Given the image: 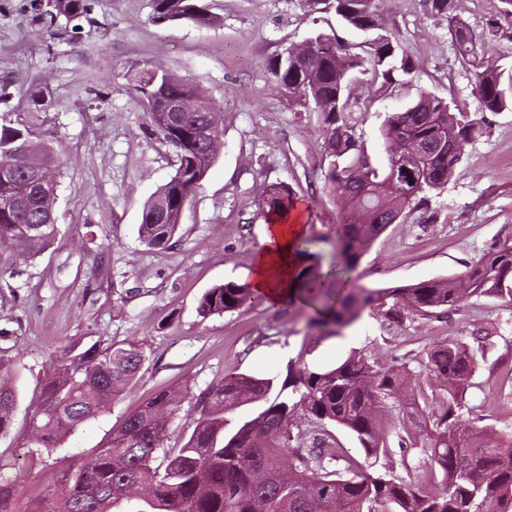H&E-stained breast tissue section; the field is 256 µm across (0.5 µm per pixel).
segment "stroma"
Listing matches in <instances>:
<instances>
[{
	"label": "stroma",
	"instance_id": "stroma-1",
	"mask_svg": "<svg viewBox=\"0 0 512 512\" xmlns=\"http://www.w3.org/2000/svg\"><path fill=\"white\" fill-rule=\"evenodd\" d=\"M214 26L151 23L152 0H92L94 25L60 40L32 20L29 0H0V118L33 116L63 166L54 216L59 233L35 261L0 271V354L10 359L18 403L0 434V482L14 489L16 512H35L74 463L89 460L125 417L155 390L190 384L168 447L195 415L196 397L228 373L281 376L318 318L315 305L251 303L201 318L209 288L248 283L267 216L264 188L290 186L311 250L330 262L340 221L327 194L316 113L290 102L268 73L269 57L313 31L361 33L341 26L328 0H203ZM384 27L413 63L411 85L374 96L360 131L385 161L379 128L400 110L409 88H424L475 112L474 69L456 55L450 18L484 35L486 61L512 65V0H454L451 17L424 0H382ZM152 61L200 86L223 112L222 149L187 207L169 247L150 249L137 234L145 202L173 172V154L147 130L129 82ZM487 136L467 146L441 194L391 225L352 274L353 288H395L464 272L512 227V110L489 115ZM501 326L505 339L486 356L466 399L473 418L512 429V402L487 413L497 386L488 365L512 353V304L471 298L438 318L389 324L363 311L309 357L328 366L357 348L381 363L421 358L438 339L474 327ZM138 342L147 360L133 392L82 424L54 451L35 447L30 417L53 361L74 341Z\"/></svg>",
	"mask_w": 512,
	"mask_h": 512
}]
</instances>
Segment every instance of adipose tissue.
<instances>
[{
	"instance_id": "ef3b65f1",
	"label": "adipose tissue",
	"mask_w": 512,
	"mask_h": 512,
	"mask_svg": "<svg viewBox=\"0 0 512 512\" xmlns=\"http://www.w3.org/2000/svg\"><path fill=\"white\" fill-rule=\"evenodd\" d=\"M305 235L306 226L297 211L266 224L261 247L248 272L255 294L265 303L281 304L295 297L300 272L306 265L296 247Z\"/></svg>"
}]
</instances>
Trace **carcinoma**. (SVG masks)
Segmentation results:
<instances>
[{
	"label": "carcinoma",
	"instance_id": "cac0c4a2",
	"mask_svg": "<svg viewBox=\"0 0 512 512\" xmlns=\"http://www.w3.org/2000/svg\"><path fill=\"white\" fill-rule=\"evenodd\" d=\"M381 0H334L344 23L365 34L378 15ZM35 20L50 38L64 39L89 18L90 0H31ZM65 23L58 24L59 18ZM151 22H190L212 26L216 19L200 0H153ZM458 56L475 65L477 112H461L446 99L421 89L402 110L386 116L381 127L386 162H375L364 146L359 125L367 98L359 93L401 87L412 70L408 57H397L390 32L378 42L350 45L336 34L315 31L304 39L301 59L317 58L310 70L288 74L276 86L307 112L316 111L322 128L320 147L325 188L344 208L336 226V258L327 275L336 281L356 271L362 257L389 227L391 215L406 212L440 193L462 162L468 144L488 134L486 113L512 109V69L476 63L483 38L460 22L452 25ZM149 130L174 148L194 126L221 130L223 113L208 107L201 90L147 62L129 73ZM176 90L195 100L197 110L185 123L171 127L159 107L164 91ZM458 145L423 167L404 166L412 140L432 143L443 133ZM218 155L204 150L183 156L170 180L146 203L138 237L145 246L165 248L181 226V203L174 182L181 170L191 172L188 199ZM50 177L55 191L61 162L54 145L24 121L0 124V269L18 259L34 260L50 249L57 224L42 206L40 190L22 192L26 171ZM267 213L283 216L294 207L284 184L266 187ZM167 210L164 224L156 213ZM512 303V231L499 238L461 274L436 277L397 288H360L336 299L326 295L330 324L341 330L367 308L390 323L413 315L446 314L472 297ZM257 301L247 284L227 282L204 292L198 314L207 318L233 312ZM505 338L501 328H476L434 343L416 373L405 361L381 364L353 350L328 368L310 365L306 356L321 340L308 337L288 364L283 380L247 374L224 376L196 401L192 431L182 445L158 459L169 431L181 418L187 393L160 388L112 431L93 457L66 471L40 512H512V432L490 426L470 427L466 394L480 368L479 358ZM146 355L132 343L101 339L83 349L72 342L47 376L30 426L34 444L51 452L79 425L109 403L130 394ZM492 369L496 391L485 397L492 408L512 400V358L502 356ZM18 393L0 360V433L9 429ZM255 406V413L231 426L227 415ZM307 421L301 427L300 420ZM351 433L366 456L391 454V437L408 454L418 451L422 463L396 476L359 471L329 430ZM346 462L343 469L340 462Z\"/></svg>",
	"mask_w": 512,
	"mask_h": 512
}]
</instances>
